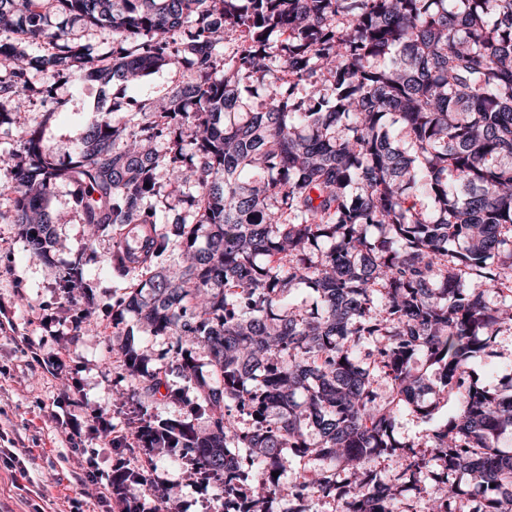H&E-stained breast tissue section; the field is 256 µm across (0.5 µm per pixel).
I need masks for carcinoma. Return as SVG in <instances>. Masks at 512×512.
I'll list each match as a JSON object with an SVG mask.
<instances>
[{"label": "carcinoma", "mask_w": 512, "mask_h": 512, "mask_svg": "<svg viewBox=\"0 0 512 512\" xmlns=\"http://www.w3.org/2000/svg\"><path fill=\"white\" fill-rule=\"evenodd\" d=\"M75 24L111 32L104 57L67 36ZM42 43L38 56L22 48ZM182 63L189 82L139 97L133 125L99 113L66 166L30 128L21 155L0 158L31 256L56 248L48 198L65 182L89 242L116 235L112 269L149 271L115 318L169 337L175 362L147 371L131 344L120 359L143 397L174 370L195 379L210 433L201 442L182 424L178 460L224 512H276L287 449L314 466L286 512L328 499L336 512H392L428 479L431 512H512V451L499 445L512 391L476 385L469 367L512 330V0H0V113L38 96L54 114L56 84L77 73L128 85ZM183 196L194 222L153 221ZM132 224L138 258L124 246ZM172 234L182 265L152 269ZM74 281L95 299L80 259L62 288ZM300 285L315 308L293 299ZM196 346L219 384L194 378ZM424 390L458 407L421 453L395 430L408 409L431 418ZM142 428L170 439L166 420Z\"/></svg>", "instance_id": "obj_1"}]
</instances>
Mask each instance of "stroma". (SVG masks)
<instances>
[{
  "label": "stroma",
  "instance_id": "35a3bbf8",
  "mask_svg": "<svg viewBox=\"0 0 512 512\" xmlns=\"http://www.w3.org/2000/svg\"><path fill=\"white\" fill-rule=\"evenodd\" d=\"M63 103L61 112L46 116L39 102L29 111L0 123V153L18 150L16 135L21 128L43 130L45 150L60 164L68 163L88 122L96 111H112L114 119L137 120L132 87L114 82L108 87L72 77L56 88ZM0 175V322H12L13 332L0 334V451L15 453L23 462V473L10 476L0 463V512H28V502L37 498L44 512H96L99 487L82 484L87 461L101 471H111L117 461L136 467L140 452L116 448L99 431L87 432L83 452H75L60 427L61 419L93 414L110 415L115 426L134 428L146 415L163 420L191 421L199 435H207L206 416L192 412L195 392L183 376L173 374L168 387L151 397H140L138 382L127 376L117 357L127 342L147 350L154 363L172 360L169 340L150 335L134 316L112 317L117 302L131 284L115 276L108 257L112 240L99 238L88 245L68 184H57L49 197L48 210L55 223L60 249L52 259L32 257L24 248L19 228L12 222L13 195L4 188ZM87 261L98 288L94 303L69 300L60 288L62 271L75 259ZM70 359L61 372L44 367L62 353ZM181 391L173 399L172 391ZM423 402H438L432 418L402 413L397 437L403 442L424 444L434 423L453 412L454 400H435L423 392ZM155 467L170 484V503L180 512H212L209 490L199 488L189 470L164 453ZM169 503V504H170Z\"/></svg>",
  "mask_w": 512,
  "mask_h": 512
}]
</instances>
